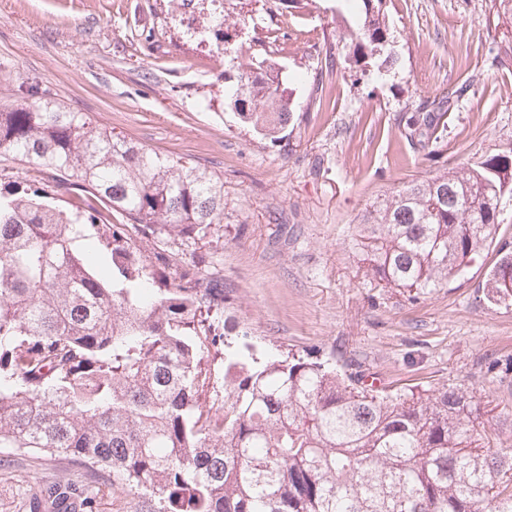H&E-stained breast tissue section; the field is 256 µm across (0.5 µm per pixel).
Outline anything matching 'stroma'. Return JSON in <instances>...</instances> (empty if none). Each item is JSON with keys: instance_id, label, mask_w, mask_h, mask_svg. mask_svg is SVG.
<instances>
[{"instance_id": "1", "label": "stroma", "mask_w": 512, "mask_h": 512, "mask_svg": "<svg viewBox=\"0 0 512 512\" xmlns=\"http://www.w3.org/2000/svg\"><path fill=\"white\" fill-rule=\"evenodd\" d=\"M0 0V105L38 87L149 149L224 176L211 268L235 284L239 315L267 344L336 354L389 389L465 386L495 409L492 447L512 452V305L478 290L512 251V210L497 239L447 287L408 301L377 287L357 246L377 199L512 147V38L491 0H386L400 63L330 64L329 0ZM223 9L222 31L209 30ZM269 56L300 107L273 144L240 122L224 69ZM329 77H321V69ZM465 87L436 141L405 136L412 112ZM320 108H308L314 91ZM60 457L0 465V512H29L28 490L65 475Z\"/></svg>"}]
</instances>
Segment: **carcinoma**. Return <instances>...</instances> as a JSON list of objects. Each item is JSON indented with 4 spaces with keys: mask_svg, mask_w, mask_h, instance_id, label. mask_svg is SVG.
<instances>
[{
    "mask_svg": "<svg viewBox=\"0 0 512 512\" xmlns=\"http://www.w3.org/2000/svg\"><path fill=\"white\" fill-rule=\"evenodd\" d=\"M344 2L336 57L395 67L384 0ZM493 9L512 28V0ZM224 83L240 121L278 142L296 104L276 63ZM31 96L0 110V154L56 180L0 188V451L78 467L30 489L35 512H95L117 490L151 512H512V453L490 447L483 397L394 393L334 355L269 352L197 251L224 237V177ZM442 117L412 113L407 137L426 145ZM511 201L512 148L400 186L360 225L369 275L413 301L446 287ZM508 265L481 285L491 303L512 304Z\"/></svg>",
    "mask_w": 512,
    "mask_h": 512,
    "instance_id": "1",
    "label": "carcinoma"
}]
</instances>
